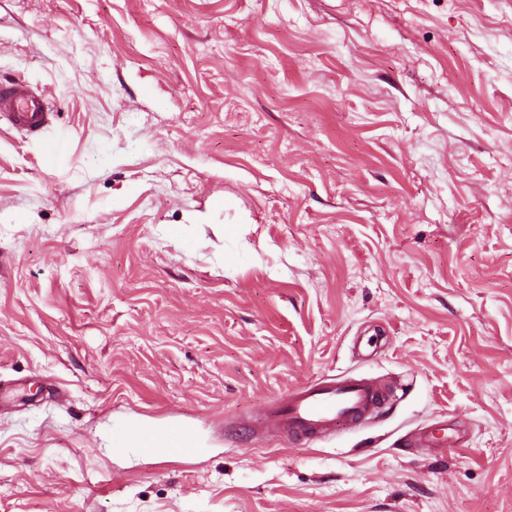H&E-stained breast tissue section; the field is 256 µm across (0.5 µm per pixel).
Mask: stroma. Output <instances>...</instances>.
Listing matches in <instances>:
<instances>
[{
	"label": "stroma",
	"instance_id": "obj_1",
	"mask_svg": "<svg viewBox=\"0 0 512 512\" xmlns=\"http://www.w3.org/2000/svg\"><path fill=\"white\" fill-rule=\"evenodd\" d=\"M15 78L0 512H512V0H0ZM336 375L392 406L232 431ZM47 96L23 79L0 82V122L28 135H39L52 123ZM154 432L157 438L148 440L145 438V433ZM118 438L124 437L125 448H171L176 444V447L183 448H196V437L190 428L181 427L171 430L158 431L151 428L144 427H131L125 431L118 429L116 431Z\"/></svg>",
	"mask_w": 512,
	"mask_h": 512
}]
</instances>
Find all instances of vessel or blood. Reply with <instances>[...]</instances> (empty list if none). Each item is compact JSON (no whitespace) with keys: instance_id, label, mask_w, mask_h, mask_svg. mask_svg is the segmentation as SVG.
I'll use <instances>...</instances> for the list:
<instances>
[{"instance_id":"obj_1","label":"vessel or blood","mask_w":512,"mask_h":512,"mask_svg":"<svg viewBox=\"0 0 512 512\" xmlns=\"http://www.w3.org/2000/svg\"><path fill=\"white\" fill-rule=\"evenodd\" d=\"M47 96L22 79L0 82V122L29 135L52 123ZM384 386L354 376L309 383L277 397L267 408V430L293 441H308L353 429L378 416L390 403Z\"/></svg>"}]
</instances>
